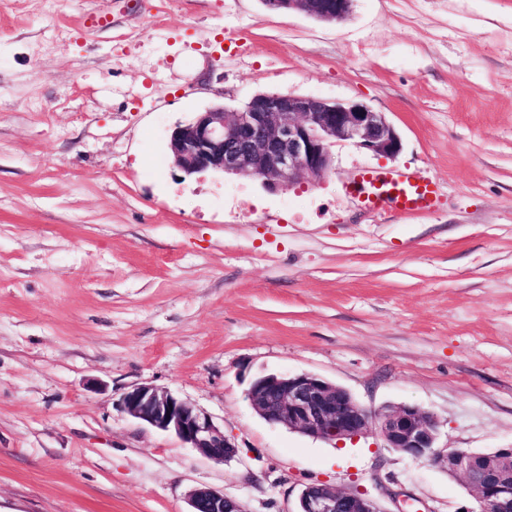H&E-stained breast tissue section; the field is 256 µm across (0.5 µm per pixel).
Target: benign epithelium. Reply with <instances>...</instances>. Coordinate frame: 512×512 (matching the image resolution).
<instances>
[{
	"label": "benign epithelium",
	"mask_w": 512,
	"mask_h": 512,
	"mask_svg": "<svg viewBox=\"0 0 512 512\" xmlns=\"http://www.w3.org/2000/svg\"><path fill=\"white\" fill-rule=\"evenodd\" d=\"M352 0H267L268 9L339 21ZM349 142L393 159L401 138L382 112L365 104L329 102L311 96L256 93L238 108L199 113L172 130L169 149L186 176L205 173L256 177L270 191L303 178L321 177L332 164V147ZM247 399L265 421L300 434L327 440H354L376 429L387 447L427 459L461 476L478 512H512V447L492 452L440 449L437 422L412 404L370 412L344 388L311 373L264 375L254 379ZM134 420L174 434L202 456L226 462L238 446L207 413L172 393L139 385L121 398ZM189 512H245L242 503L209 488L189 494ZM297 512H380L363 493L342 491L326 482L310 483L299 496Z\"/></svg>",
	"instance_id": "1"
}]
</instances>
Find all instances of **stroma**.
I'll return each mask as SVG.
<instances>
[{
  "mask_svg": "<svg viewBox=\"0 0 512 512\" xmlns=\"http://www.w3.org/2000/svg\"><path fill=\"white\" fill-rule=\"evenodd\" d=\"M108 19L89 31L88 12ZM280 93L385 113L319 179L184 176L173 128ZM364 170L435 182L369 208ZM432 415L438 447L512 446V0H0V512H188L209 486L295 512L308 483L381 512H474L464 479L251 409L267 374ZM168 390L234 438L224 463L120 406ZM268 9L302 13L323 21H339L350 11L352 0H267Z\"/></svg>",
  "mask_w": 512,
  "mask_h": 512,
  "instance_id": "obj_1",
  "label": "stroma"
}]
</instances>
